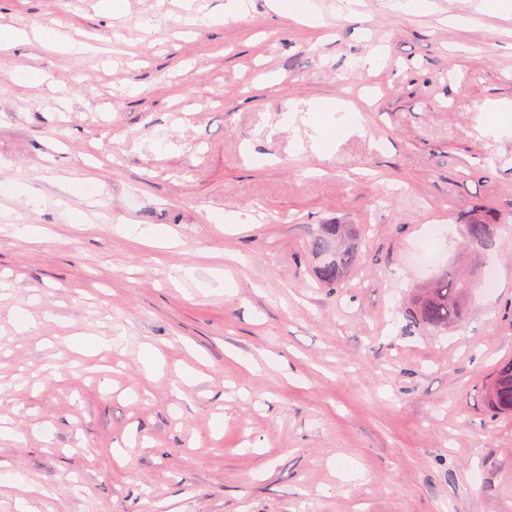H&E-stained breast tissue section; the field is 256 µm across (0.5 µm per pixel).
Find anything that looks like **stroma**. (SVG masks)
I'll use <instances>...</instances> for the list:
<instances>
[{
    "instance_id": "obj_1",
    "label": "stroma",
    "mask_w": 512,
    "mask_h": 512,
    "mask_svg": "<svg viewBox=\"0 0 512 512\" xmlns=\"http://www.w3.org/2000/svg\"><path fill=\"white\" fill-rule=\"evenodd\" d=\"M315 2L321 30L248 0L189 31L181 0H124L117 18L0 0V35L31 34L0 54V512H512V416L487 401L512 359V130L487 123L512 102V17ZM45 25L92 52L46 45ZM372 53L380 68H358ZM320 100L361 125L297 152ZM481 206L504 221L475 259L491 289L465 322L419 327L410 288L461 262ZM321 224L361 232L336 288L305 256ZM175 264L194 278L171 282ZM76 336L115 346L88 355ZM118 234L132 237L147 245L171 247L174 245L172 235L168 228L155 226L141 227L140 224H116L113 226Z\"/></svg>"
}]
</instances>
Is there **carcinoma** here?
I'll use <instances>...</instances> for the list:
<instances>
[{
    "mask_svg": "<svg viewBox=\"0 0 512 512\" xmlns=\"http://www.w3.org/2000/svg\"><path fill=\"white\" fill-rule=\"evenodd\" d=\"M501 224L477 216L463 225L462 247H478V242L497 236ZM357 231L352 224H321L307 242V253L314 262L317 282L336 288L360 262ZM480 279L444 269L434 283L411 290L409 316L430 330L440 331L463 322L468 314L467 296ZM488 403L496 414H512V360L497 366L488 391Z\"/></svg>",
    "mask_w": 512,
    "mask_h": 512,
    "instance_id": "1",
    "label": "carcinoma"
}]
</instances>
